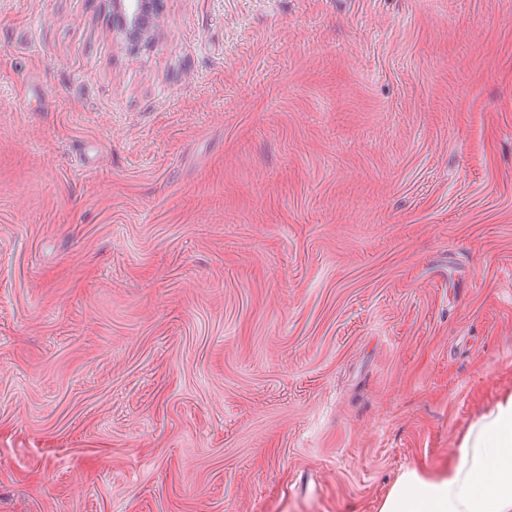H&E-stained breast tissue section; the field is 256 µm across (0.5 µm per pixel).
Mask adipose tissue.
Here are the masks:
<instances>
[{
    "label": "adipose tissue",
    "mask_w": 512,
    "mask_h": 512,
    "mask_svg": "<svg viewBox=\"0 0 512 512\" xmlns=\"http://www.w3.org/2000/svg\"><path fill=\"white\" fill-rule=\"evenodd\" d=\"M380 512H512V398L476 425L447 475L405 470Z\"/></svg>",
    "instance_id": "obj_1"
}]
</instances>
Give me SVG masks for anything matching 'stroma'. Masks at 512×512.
Wrapping results in <instances>:
<instances>
[{
	"mask_svg": "<svg viewBox=\"0 0 512 512\" xmlns=\"http://www.w3.org/2000/svg\"><path fill=\"white\" fill-rule=\"evenodd\" d=\"M512 396V0H0V512H378ZM112 32L130 49L139 48L149 34L148 18L160 13L161 0H113Z\"/></svg>",
	"mask_w": 512,
	"mask_h": 512,
	"instance_id": "35a3bbf8",
	"label": "stroma"
}]
</instances>
